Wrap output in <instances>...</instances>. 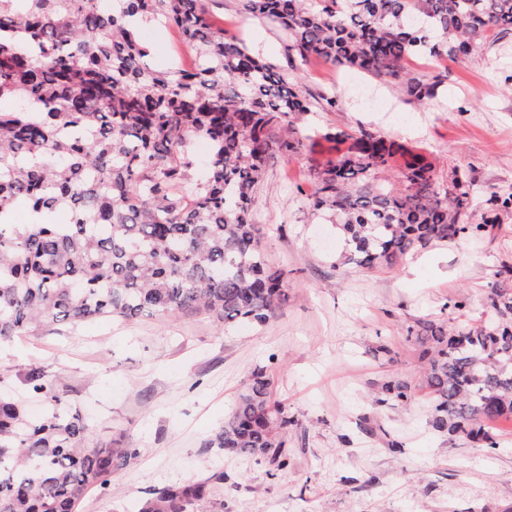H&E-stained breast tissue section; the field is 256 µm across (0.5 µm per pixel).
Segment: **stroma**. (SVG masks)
<instances>
[{"label": "stroma", "instance_id": "stroma-1", "mask_svg": "<svg viewBox=\"0 0 512 512\" xmlns=\"http://www.w3.org/2000/svg\"><path fill=\"white\" fill-rule=\"evenodd\" d=\"M209 8L227 34L298 77L318 128L368 129L422 148L440 167L460 164L473 223L489 188L512 187V39L489 36L483 56L463 61L411 58L413 72L448 79L436 99L410 104L396 85L302 65L285 35L245 15L239 0H210ZM141 34L153 48L151 67L189 51L162 25ZM328 96L335 107H326ZM328 155L320 139L300 154L273 155L252 202L266 263L282 272L287 293L269 321L98 318L0 343V364L40 366L67 386L88 422V447L139 451L111 494L91 489L77 512H138L149 489L217 470L223 512H512L511 426L492 423L491 450L435 431L425 391L406 406L375 402L387 377L411 381L420 370L422 347L407 339L408 325L447 319L453 299L464 303L465 320L482 318L492 272L512 266V213L485 236L431 243L392 269L345 268L341 226L303 202L311 165ZM257 371L295 421L284 475L206 445Z\"/></svg>", "mask_w": 512, "mask_h": 512}]
</instances>
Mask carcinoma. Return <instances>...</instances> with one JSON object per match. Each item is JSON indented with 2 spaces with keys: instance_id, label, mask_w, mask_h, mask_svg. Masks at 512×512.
I'll return each instance as SVG.
<instances>
[{
  "instance_id": "cac0c4a2",
  "label": "carcinoma",
  "mask_w": 512,
  "mask_h": 512,
  "mask_svg": "<svg viewBox=\"0 0 512 512\" xmlns=\"http://www.w3.org/2000/svg\"><path fill=\"white\" fill-rule=\"evenodd\" d=\"M246 14L288 35L302 62L320 59L392 81L412 102L444 83L408 69L415 56L470 58L487 34L512 37V0H241ZM179 28L192 71H158L142 25ZM0 341L49 323L100 316L134 320L211 313L226 326L264 323L284 303L269 268L252 196L273 152L310 136L298 78L215 26L205 0H0ZM316 135L335 154L312 165L307 208L348 236L345 266L394 267L417 247L479 235L512 212V192L490 190L489 217L469 223L470 185L443 175L416 148L360 130ZM210 142L198 169L188 144ZM24 204L27 224L12 221ZM64 210L65 224L52 220ZM486 319L418 321L421 379L432 426L496 449L488 423L512 421V270L492 273ZM20 382L46 411L32 418ZM411 383L392 377L379 403L406 404ZM294 421L253 374L208 446L288 470ZM87 425L66 386L37 366L0 367V512H76L91 484L112 477L135 448L84 446ZM224 482L216 472L153 488L139 512H201Z\"/></svg>"
}]
</instances>
